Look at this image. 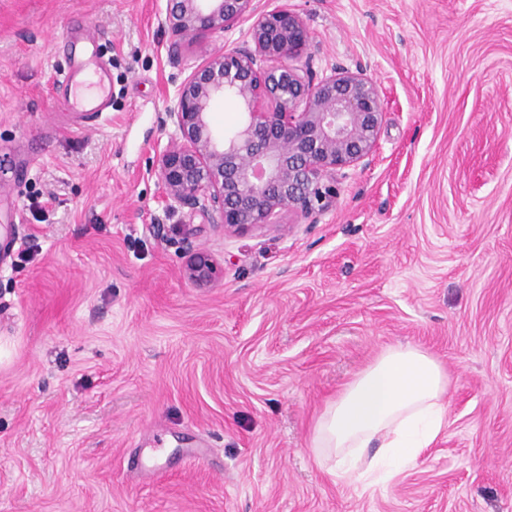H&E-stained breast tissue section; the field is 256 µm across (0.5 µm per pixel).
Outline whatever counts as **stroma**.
<instances>
[{
  "label": "stroma",
  "mask_w": 512,
  "mask_h": 512,
  "mask_svg": "<svg viewBox=\"0 0 512 512\" xmlns=\"http://www.w3.org/2000/svg\"><path fill=\"white\" fill-rule=\"evenodd\" d=\"M288 2L297 66L376 82L377 148L323 213L229 234L150 167L188 65L246 27L176 63L167 0H0V512H512V0ZM76 31L112 81L81 131ZM186 224L214 287L183 274ZM398 344L441 364L447 424L394 479L334 481L314 424Z\"/></svg>",
  "instance_id": "stroma-1"
}]
</instances>
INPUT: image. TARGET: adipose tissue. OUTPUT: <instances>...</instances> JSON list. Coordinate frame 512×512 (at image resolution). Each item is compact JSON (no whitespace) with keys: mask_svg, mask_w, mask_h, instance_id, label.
I'll use <instances>...</instances> for the list:
<instances>
[{"mask_svg":"<svg viewBox=\"0 0 512 512\" xmlns=\"http://www.w3.org/2000/svg\"><path fill=\"white\" fill-rule=\"evenodd\" d=\"M441 365L413 346H391L362 370L318 420L312 446L328 474L371 486L391 480L446 424Z\"/></svg>","mask_w":512,"mask_h":512,"instance_id":"obj_1","label":"adipose tissue"}]
</instances>
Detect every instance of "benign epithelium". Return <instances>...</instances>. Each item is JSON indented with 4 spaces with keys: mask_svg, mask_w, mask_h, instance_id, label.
Segmentation results:
<instances>
[{
    "mask_svg": "<svg viewBox=\"0 0 512 512\" xmlns=\"http://www.w3.org/2000/svg\"><path fill=\"white\" fill-rule=\"evenodd\" d=\"M245 22V40L208 52L178 86L166 112L175 136L151 166L169 206L234 234L272 228L286 210L309 216L331 207L344 169L375 152L384 115L366 75L333 70L315 80L292 64L310 33L288 0H168L161 25L178 58L187 38ZM218 96L241 110L235 130L220 138L210 118ZM180 243L190 282L211 286L224 276L194 232Z\"/></svg>",
    "mask_w": 512,
    "mask_h": 512,
    "instance_id": "benign-epithelium-1",
    "label": "benign epithelium"
}]
</instances>
